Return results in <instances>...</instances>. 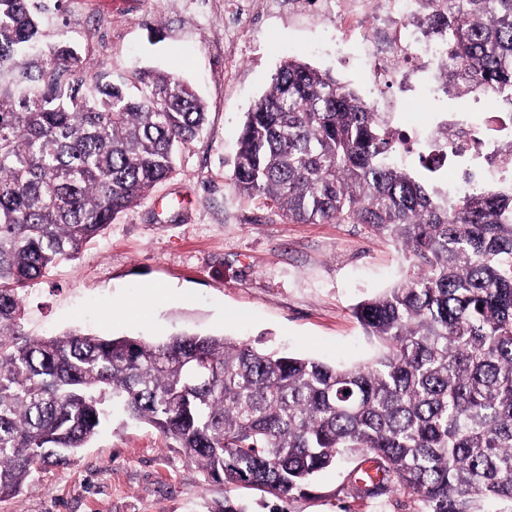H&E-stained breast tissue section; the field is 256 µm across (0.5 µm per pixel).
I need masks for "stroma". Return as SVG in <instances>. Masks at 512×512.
Wrapping results in <instances>:
<instances>
[{"instance_id":"stroma-1","label":"stroma","mask_w":512,"mask_h":512,"mask_svg":"<svg viewBox=\"0 0 512 512\" xmlns=\"http://www.w3.org/2000/svg\"><path fill=\"white\" fill-rule=\"evenodd\" d=\"M141 22L139 0H73L47 14L46 40L67 42L101 63L109 79L142 68L177 73L205 100L204 133L176 169L120 214L79 257L27 288L22 331L32 338L81 330L163 341L202 331L313 357L371 362L379 343L353 314L361 298L399 283L407 264L396 244L364 224H291L228 180L245 114L286 60L299 58L345 82L395 125L434 126L454 97L433 77L405 85L391 73L372 84L355 63L354 38L335 19L264 12L231 44L224 0L197 14L185 0H156ZM358 458L324 472L307 494L280 502L238 490L251 512H418L406 494L357 498L349 474ZM223 484L208 480L152 426L111 420L67 467L47 466L0 512H213Z\"/></svg>"}]
</instances>
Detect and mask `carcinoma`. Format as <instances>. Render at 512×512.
I'll use <instances>...</instances> for the list:
<instances>
[{"label":"carcinoma","mask_w":512,"mask_h":512,"mask_svg":"<svg viewBox=\"0 0 512 512\" xmlns=\"http://www.w3.org/2000/svg\"><path fill=\"white\" fill-rule=\"evenodd\" d=\"M460 93L512 100V0H419ZM41 0H0V499L67 465L120 413L155 427L228 491L286 501L345 455L374 460L353 494L421 512H512V180L453 196L444 157L396 159L392 119L290 59L246 113L229 180L293 224H366L410 262L358 302L383 351L337 367L222 335L20 333L23 291L174 172L204 130L192 86L144 70L135 91L43 52Z\"/></svg>","instance_id":"carcinoma-1"}]
</instances>
